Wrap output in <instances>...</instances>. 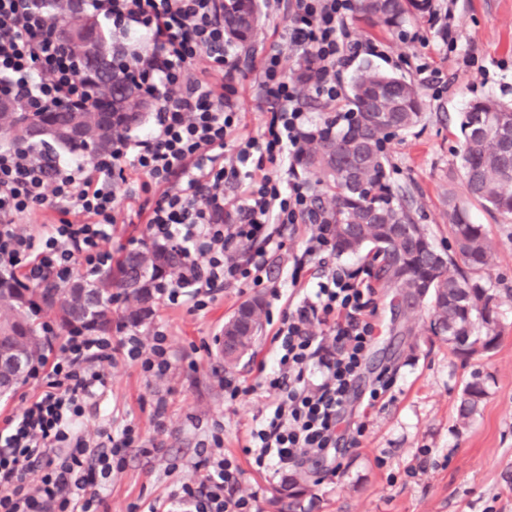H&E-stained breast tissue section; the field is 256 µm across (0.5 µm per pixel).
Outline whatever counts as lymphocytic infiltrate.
Instances as JSON below:
<instances>
[{
	"label": "lymphocytic infiltrate",
	"mask_w": 512,
	"mask_h": 512,
	"mask_svg": "<svg viewBox=\"0 0 512 512\" xmlns=\"http://www.w3.org/2000/svg\"><path fill=\"white\" fill-rule=\"evenodd\" d=\"M218 0H90L96 21L112 26V66L128 75L154 106L151 123L112 137L109 152L63 161L0 145V271L23 284L51 276L67 281L75 265L90 273L113 262L109 243L123 186L152 193L145 216L151 240L178 248L177 279L158 281L172 305L204 307L224 286L260 284L275 225L302 224L314 201L295 163L309 126L302 87L291 84L280 53L252 62L261 96L274 99L257 134L230 139L238 98L232 67L242 51L226 41ZM51 0H0V98L33 114L96 101L77 59L51 35ZM282 11L291 44L315 73L311 89L325 105L339 99L337 77L358 49L352 39L356 0H262ZM239 188L227 197L226 187ZM49 209L58 223L34 235L15 217ZM378 291L368 269L333 270L283 314L272 342L276 370L263 384L276 393L263 422L251 429L247 451L257 468L277 470L328 456L366 354L379 327ZM321 324L328 337L314 335ZM60 339L49 368L34 366V388L21 413L0 427V512H100L102 485L125 449L140 437L125 425L108 435L109 450L91 448L76 429L85 405L103 394L108 366L122 356L149 377L172 370L168 335L150 340L125 325L118 338L74 332ZM202 481L182 484L178 497L194 512H252V496L236 494L242 470L224 457L212 434ZM39 472L38 483L28 476Z\"/></svg>",
	"instance_id": "obj_1"
}]
</instances>
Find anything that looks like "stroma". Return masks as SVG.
I'll return each instance as SVG.
<instances>
[{
	"label": "stroma",
	"instance_id": "35a3bbf8",
	"mask_svg": "<svg viewBox=\"0 0 512 512\" xmlns=\"http://www.w3.org/2000/svg\"><path fill=\"white\" fill-rule=\"evenodd\" d=\"M352 27L357 40L384 48L379 55H360V62L406 77L425 99L421 121L386 146L391 182L406 192L415 220L438 247L451 249L448 200L453 197L466 205L472 221L484 226L495 245L492 267L475 278L497 295L498 346L462 361L447 343L431 336L429 306L405 312L391 292L380 291V331L362 384L368 388L381 373L392 374V401L369 410L357 403L349 407L337 470L311 461L276 474L256 470L243 448L272 399L264 393L229 399L220 379L227 376L250 386L258 379L259 364L274 363L271 338L283 312L300 299L289 280L293 258L302 253L312 230L308 224L288 227L261 285L224 288L200 311L154 300L137 330L145 335L166 328L175 356L167 378L149 379L138 365L121 359L110 368L99 408L80 418L81 431L96 445L102 427L132 424L143 445L127 449L121 469L107 481L108 512L164 502L181 484L199 482L200 443L215 431L224 439L225 455L243 469L237 491L255 494L256 512H512V216L468 200L460 174L459 131V114L473 101L494 99L512 107V0H433L432 17L401 28L371 26L359 13ZM254 47L260 55L278 50L286 72L298 67L280 17L262 16ZM234 84L236 133L256 134L271 103L260 97L248 66L235 71ZM138 207L137 200L118 195V222L109 243L114 255L147 244L144 219L129 217ZM255 296L264 300L263 331L251 354L225 370L216 339L225 320ZM475 371L487 396L478 412L464 420L458 405ZM160 401L165 404L161 430L154 421ZM361 423L366 429L359 435L355 427ZM424 450L429 453L426 470L407 477ZM292 479L301 486L297 498L275 501L280 485Z\"/></svg>",
	"mask_w": 512,
	"mask_h": 512
}]
</instances>
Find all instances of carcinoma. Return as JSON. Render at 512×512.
<instances>
[{
  "instance_id": "carcinoma-1",
  "label": "carcinoma",
  "mask_w": 512,
  "mask_h": 512,
  "mask_svg": "<svg viewBox=\"0 0 512 512\" xmlns=\"http://www.w3.org/2000/svg\"><path fill=\"white\" fill-rule=\"evenodd\" d=\"M431 0H360L359 10L389 28L419 20ZM69 21L76 33L68 51L100 90L94 110L39 112L31 119L68 127L78 116L94 119L103 143L111 147L112 134L142 120L144 115L112 111V99L126 97V86L112 70V52L91 16L76 9L73 0H55L54 23ZM92 42L98 52L88 55L81 43ZM352 108L346 115L323 119L306 138L299 163L312 176V193L326 219L327 231L338 256L370 248L374 278L398 302L415 311L428 302L429 330L448 341L452 352L468 357L475 345L496 347L497 305L490 289L464 274L450 272L455 259L472 271L489 268L494 248L483 225L470 221L466 209L448 198V226L455 240V256L439 250L423 225L417 223L404 196L394 191L386 144L391 137L415 125L426 103L413 83L380 71L370 63L352 80ZM17 120L0 113V135L15 145L37 142L42 136H24ZM463 137L461 178L468 197L503 216L512 215V107L491 99L469 104L459 122ZM181 269V254L174 247L153 245L124 253L112 268L93 282L80 279L62 285L48 277L23 287L10 273L0 272V355L23 359L29 365L42 358L43 327L39 313L52 310L61 332L112 331V304H127L126 318L135 323L151 297L159 277L172 278ZM263 303L254 298L242 303L225 322L224 335L243 351L251 349ZM487 395L479 375L467 382L460 402L463 420L474 415Z\"/></svg>"
}]
</instances>
